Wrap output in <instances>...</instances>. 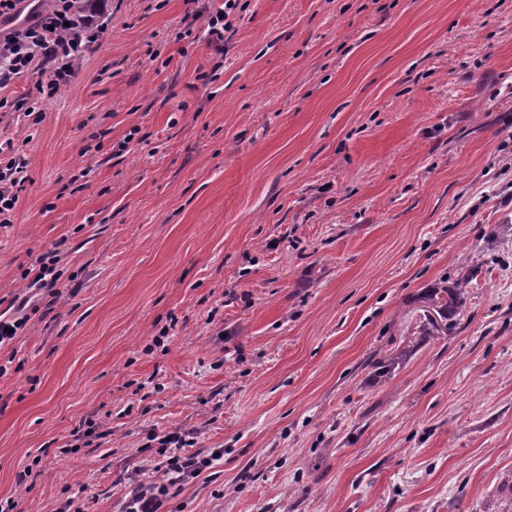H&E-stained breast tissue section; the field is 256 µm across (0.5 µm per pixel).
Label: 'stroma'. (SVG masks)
<instances>
[{"mask_svg":"<svg viewBox=\"0 0 512 512\" xmlns=\"http://www.w3.org/2000/svg\"><path fill=\"white\" fill-rule=\"evenodd\" d=\"M96 2L54 98L37 63L0 90V505L120 512L178 432L221 457L163 512H500L512 0H240L219 48L222 0ZM239 7L237 0H225L224 9L220 8L208 20L209 34L215 43L222 42L224 39V30L232 24V20H228L230 16L235 15V11ZM10 151L9 145L4 148L0 144V224H10L12 221V212L18 201L17 186L21 182L16 175L22 173L24 168L17 157L8 154ZM45 260V256L36 259V263L40 264L39 270L29 283L31 287L39 288V290L48 289V291L52 292L51 295L53 296L57 294L53 289L60 278V273H54V264L49 265V262L46 263ZM47 276H50V279ZM430 298L436 307H441L439 311L442 317L448 319L464 306L465 288H434Z\"/></svg>","mask_w":512,"mask_h":512,"instance_id":"1","label":"stroma"}]
</instances>
